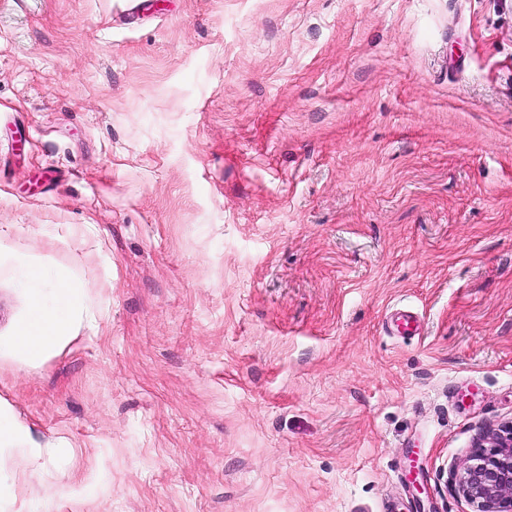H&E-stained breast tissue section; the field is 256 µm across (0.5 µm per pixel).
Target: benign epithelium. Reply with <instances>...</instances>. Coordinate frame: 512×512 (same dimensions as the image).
I'll list each match as a JSON object with an SVG mask.
<instances>
[{"label":"benign epithelium","instance_id":"7a95c632","mask_svg":"<svg viewBox=\"0 0 512 512\" xmlns=\"http://www.w3.org/2000/svg\"><path fill=\"white\" fill-rule=\"evenodd\" d=\"M453 482L471 512H512V424L479 434Z\"/></svg>","mask_w":512,"mask_h":512}]
</instances>
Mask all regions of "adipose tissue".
Wrapping results in <instances>:
<instances>
[{"instance_id": "1", "label": "adipose tissue", "mask_w": 512, "mask_h": 512, "mask_svg": "<svg viewBox=\"0 0 512 512\" xmlns=\"http://www.w3.org/2000/svg\"><path fill=\"white\" fill-rule=\"evenodd\" d=\"M4 264L20 272L19 286L28 292L31 303L12 340L0 344V353L9 352L30 361L41 359L71 337L76 327L72 287L63 277H50L39 259L14 253L0 244V266Z\"/></svg>"}]
</instances>
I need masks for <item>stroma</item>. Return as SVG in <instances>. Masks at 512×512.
Listing matches in <instances>:
<instances>
[{
  "instance_id": "obj_1",
  "label": "stroma",
  "mask_w": 512,
  "mask_h": 512,
  "mask_svg": "<svg viewBox=\"0 0 512 512\" xmlns=\"http://www.w3.org/2000/svg\"><path fill=\"white\" fill-rule=\"evenodd\" d=\"M0 512H471L512 421V0H0ZM30 298L0 268V340ZM416 312L414 336L388 313ZM4 264L20 272L19 287L28 292L31 303L12 340L6 345L0 343V353L36 361L71 337L76 320L81 321L72 315L76 304L73 287L61 276L51 278L39 259L14 253L0 242V266ZM44 288H52L51 293L46 294ZM0 450L24 447L32 456H40L43 448L29 439L27 428L0 405ZM452 476L455 491L471 512H511L512 424L479 434Z\"/></svg>"
}]
</instances>
